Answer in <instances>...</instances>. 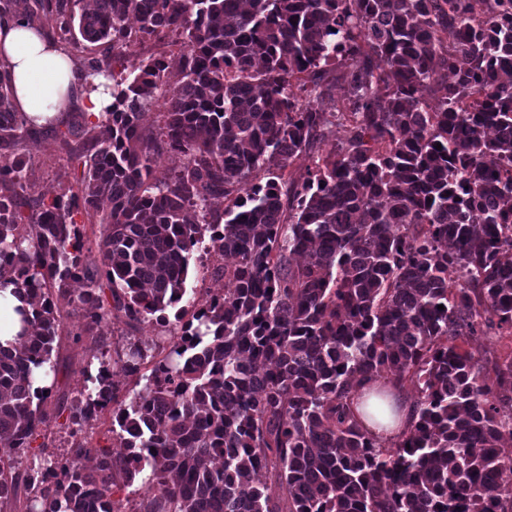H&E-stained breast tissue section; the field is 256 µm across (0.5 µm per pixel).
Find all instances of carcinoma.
Masks as SVG:
<instances>
[{
    "mask_svg": "<svg viewBox=\"0 0 512 512\" xmlns=\"http://www.w3.org/2000/svg\"><path fill=\"white\" fill-rule=\"evenodd\" d=\"M20 16L100 47L80 76L112 81V109L53 123L73 183L34 196L0 57V282L34 309L0 345V507L23 487L28 512H120L139 482L129 512H512V355L489 372L465 348L512 334V0H0V23ZM147 38L177 50L126 66ZM343 118L345 139L282 188ZM164 153L181 163L159 178ZM78 216L102 227L97 260ZM205 238L229 288L192 301ZM75 280L76 335L104 341L114 313L181 335L130 344L122 396L102 353L72 407L80 426L112 408L125 454L76 441L22 475L47 418L33 371L56 373L54 298ZM381 380L415 392L389 445L348 407Z\"/></svg>",
    "mask_w": 512,
    "mask_h": 512,
    "instance_id": "cac0c4a2",
    "label": "carcinoma"
}]
</instances>
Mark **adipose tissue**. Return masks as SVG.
Masks as SVG:
<instances>
[{
	"label": "adipose tissue",
	"instance_id": "obj_1",
	"mask_svg": "<svg viewBox=\"0 0 512 512\" xmlns=\"http://www.w3.org/2000/svg\"><path fill=\"white\" fill-rule=\"evenodd\" d=\"M0 54L12 67L14 104L36 125L62 116L72 99H79L90 121H97L111 107L110 93L99 90L103 78L91 76L96 91H86L74 65L43 31L19 19L0 27ZM31 307V299L10 283L0 285V344L16 343L22 330L21 310ZM350 414L380 441L387 442L406 433L412 422V407L405 394L388 388L386 395L365 385L352 395Z\"/></svg>",
	"mask_w": 512,
	"mask_h": 512
}]
</instances>
